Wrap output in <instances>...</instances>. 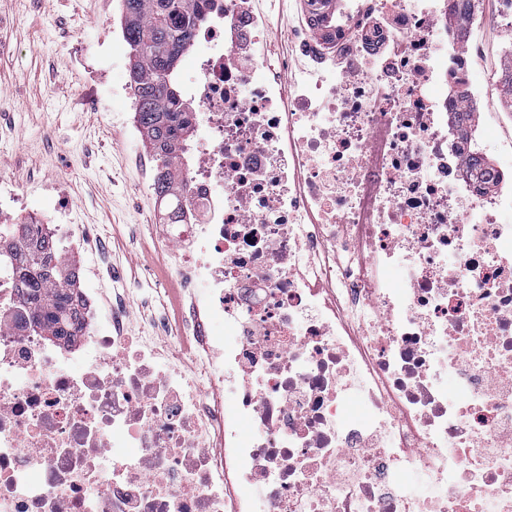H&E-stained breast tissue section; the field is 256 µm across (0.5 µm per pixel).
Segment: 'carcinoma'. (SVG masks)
<instances>
[{"instance_id": "obj_1", "label": "carcinoma", "mask_w": 512, "mask_h": 512, "mask_svg": "<svg viewBox=\"0 0 512 512\" xmlns=\"http://www.w3.org/2000/svg\"><path fill=\"white\" fill-rule=\"evenodd\" d=\"M202 0H122V29L131 49L135 119L143 143L156 162L154 192L164 204L163 223H171V210L182 204L187 191L176 173L178 141L189 131L190 113L175 71L207 16ZM457 37L464 40L474 25L470 0H461ZM499 103L512 110V65L499 69ZM62 247L45 236L32 234L30 224H0V265L16 272V287L28 308L29 325L48 336H75L83 309L77 289V266L61 258Z\"/></svg>"}]
</instances>
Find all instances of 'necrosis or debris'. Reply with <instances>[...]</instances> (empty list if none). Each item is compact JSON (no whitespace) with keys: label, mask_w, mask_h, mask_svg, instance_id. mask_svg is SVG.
Here are the masks:
<instances>
[{"label":"necrosis or debris","mask_w":512,"mask_h":512,"mask_svg":"<svg viewBox=\"0 0 512 512\" xmlns=\"http://www.w3.org/2000/svg\"><path fill=\"white\" fill-rule=\"evenodd\" d=\"M281 2L193 36L178 328L117 290L48 338L0 268V512H512V176L464 171L512 137L450 120L483 46L459 0Z\"/></svg>","instance_id":"4bbe7bcc"}]
</instances>
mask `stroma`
Listing matches in <instances>:
<instances>
[{"label":"stroma","mask_w":512,"mask_h":512,"mask_svg":"<svg viewBox=\"0 0 512 512\" xmlns=\"http://www.w3.org/2000/svg\"><path fill=\"white\" fill-rule=\"evenodd\" d=\"M481 13L478 70L492 74L512 35L502 0H481ZM120 16L121 0H0L11 23L0 49V175L38 211L47 188L62 186L78 223L95 228L80 290L99 294L117 270L140 286L128 301L133 317L146 310L145 289L163 286L175 318L183 284L167 274L174 243L134 120Z\"/></svg>","instance_id":"stroma-1"}]
</instances>
